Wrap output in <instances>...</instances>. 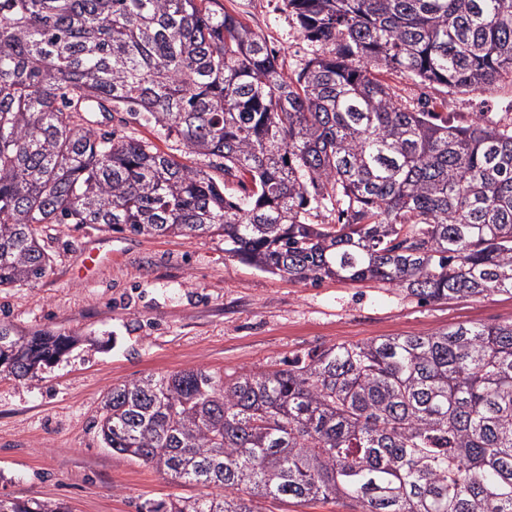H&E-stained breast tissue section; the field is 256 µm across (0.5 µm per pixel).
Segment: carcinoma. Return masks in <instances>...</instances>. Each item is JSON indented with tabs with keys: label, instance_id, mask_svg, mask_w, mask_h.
<instances>
[{
	"label": "carcinoma",
	"instance_id": "1",
	"mask_svg": "<svg viewBox=\"0 0 512 512\" xmlns=\"http://www.w3.org/2000/svg\"><path fill=\"white\" fill-rule=\"evenodd\" d=\"M286 3L318 46L294 78L220 0H0V288L46 276L48 225L97 224L222 237L290 282L512 296V129L416 110L379 78L511 83L512 0ZM114 112L202 163L99 128ZM332 200L337 223H312ZM69 344L1 321L0 374L32 376ZM99 428L112 453L214 489L140 512H512V322L148 376L112 387ZM260 506L263 507L262 512H346L348 510L342 505L341 501L337 500L311 502L303 506L291 503L265 502Z\"/></svg>",
	"mask_w": 512,
	"mask_h": 512
}]
</instances>
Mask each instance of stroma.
Listing matches in <instances>:
<instances>
[{
	"label": "stroma",
	"mask_w": 512,
	"mask_h": 512,
	"mask_svg": "<svg viewBox=\"0 0 512 512\" xmlns=\"http://www.w3.org/2000/svg\"><path fill=\"white\" fill-rule=\"evenodd\" d=\"M222 3L266 39L286 74L313 56L284 0ZM388 82L439 117L512 126L511 83L451 96L396 75ZM44 240L50 271L36 284L0 288V320L78 342L35 378H0V497L55 501L67 512H139L149 500L204 493L105 448L97 422L114 385L192 368L225 375L316 346L512 322L508 295L429 302L373 282H288L225 255L216 236L52 224ZM104 246L111 261L85 263Z\"/></svg>",
	"instance_id": "1"
}]
</instances>
